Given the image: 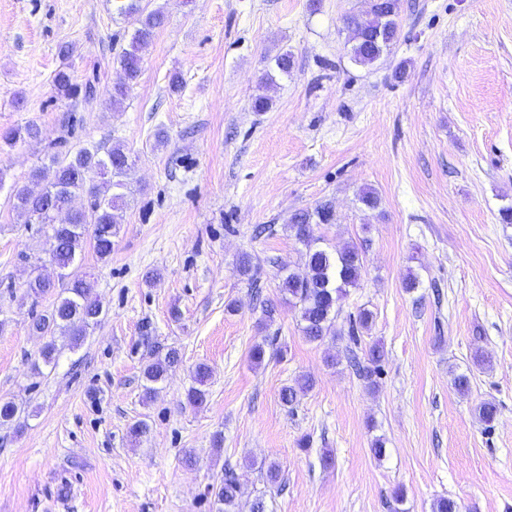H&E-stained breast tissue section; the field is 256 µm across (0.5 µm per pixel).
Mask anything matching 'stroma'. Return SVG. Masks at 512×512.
<instances>
[{
	"instance_id": "stroma-1",
	"label": "stroma",
	"mask_w": 512,
	"mask_h": 512,
	"mask_svg": "<svg viewBox=\"0 0 512 512\" xmlns=\"http://www.w3.org/2000/svg\"><path fill=\"white\" fill-rule=\"evenodd\" d=\"M149 5L167 20L116 108L115 57L132 30L110 0H0V134L28 121L41 130L40 142L0 148L7 184H28L44 143L65 133L134 161L111 257L88 249L79 267L103 320L41 375L31 364L45 339L23 295L31 276H54L52 242L0 194V399L22 421L0 425V512H216L206 488L228 467L237 512L259 496L267 512H433L441 497L458 512H512V224L500 217L512 206V0H401L400 40L370 66L351 61L343 24L364 0ZM284 51L293 67L264 91L271 108L254 111ZM64 65L95 83V99L56 95ZM365 188L377 209L359 203ZM324 201L336 220L316 233L331 249L370 244L333 335L310 343L278 285L303 249L289 216ZM244 253L260 291L237 273ZM411 274L422 282L412 292ZM363 308L373 322L362 347L385 351L373 388L345 359ZM147 322L160 348L182 353L151 401ZM258 344L272 347L259 365ZM199 362L213 376L194 407ZM461 373L465 394L452 383ZM303 375L312 389L283 405L282 387ZM484 400L499 409L489 426L476 414ZM140 419L150 430L135 442Z\"/></svg>"
}]
</instances>
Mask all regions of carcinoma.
Here are the masks:
<instances>
[{"instance_id":"1","label":"carcinoma","mask_w":512,"mask_h":512,"mask_svg":"<svg viewBox=\"0 0 512 512\" xmlns=\"http://www.w3.org/2000/svg\"><path fill=\"white\" fill-rule=\"evenodd\" d=\"M112 14L134 27L129 46L118 55V64L123 71V79L113 85L110 98L112 106L123 104L141 76L142 52L151 44L156 32L166 21L161 8L152 10L143 5V0H110ZM369 7L384 17L386 31L378 39H373L369 31L362 29V16L350 13L344 18V25L350 33L351 59L360 66L374 64L384 52L398 41L400 27L398 17L400 0H369ZM292 55L282 53L274 58L273 71L263 74V84L275 82V74L290 72ZM53 87L57 96L65 99L83 97L94 98L96 87L93 83L78 84L71 74L58 70L53 76ZM40 128L35 123L18 125L3 134L4 143L12 146L20 141L40 138ZM47 162L31 171V179L42 183V192L34 194L24 187L9 188V202L18 216L27 224H37L50 233L55 241L54 260L57 265L68 269L66 278L56 286L41 275L28 281L24 297L36 307L39 299L49 292L57 291L52 309L46 314H33L32 327L50 337L41 351V361L33 362L31 370L40 373V365L56 363L58 349L55 337L68 339L76 347L87 330L101 322L102 306L93 297V288L86 276L73 269L77 254L89 245L99 259L112 255L114 237L120 224L118 210L122 209L127 188L126 178L130 169L129 157L119 145H97L91 148L80 147L72 150L67 140L61 139L49 145L44 153ZM86 197L87 207L74 214L70 221L58 220L60 211L66 209L76 198ZM335 211L329 203H319L313 209L298 210L288 218V228L293 237L305 246L302 254L303 267L288 270L282 278L279 291L282 299L299 308L301 331L310 343H318L331 332L333 322L339 312L338 302L346 295V289L358 284L364 268L363 254L367 241L352 244L331 251L322 245L321 237L315 234L320 224H332ZM237 272L248 283L257 282L258 268L248 255L238 261ZM373 314L362 309L350 321L348 336L351 344H360L359 331L370 328ZM143 344L149 348L150 360L143 375L144 397L151 399L157 393L156 384L165 380L170 369L177 367L182 358L180 352L170 347L159 354V347L152 344L151 328L143 326ZM385 357L383 348L373 344L365 350L364 361L355 362L357 374L368 386L376 384ZM211 377L208 364L200 362L193 369V382L187 391V401L192 406L202 405L207 396L206 386ZM312 388V381L302 377L291 386L281 389L280 399L286 406H292L298 397ZM214 497L218 512H233L241 488L235 474L228 470L220 483L207 489Z\"/></svg>"}]
</instances>
